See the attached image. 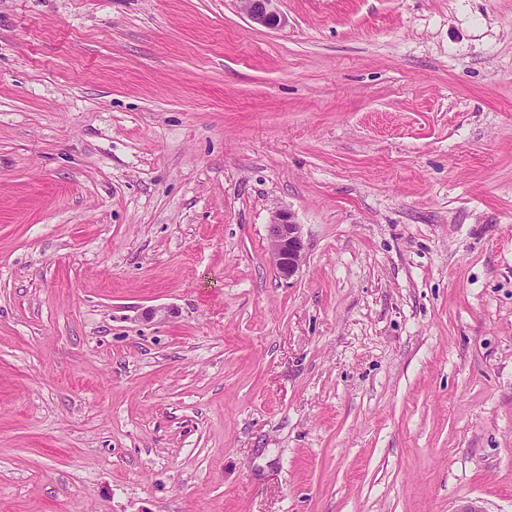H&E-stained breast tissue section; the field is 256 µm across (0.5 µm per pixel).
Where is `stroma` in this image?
Masks as SVG:
<instances>
[{
    "label": "stroma",
    "mask_w": 512,
    "mask_h": 512,
    "mask_svg": "<svg viewBox=\"0 0 512 512\" xmlns=\"http://www.w3.org/2000/svg\"><path fill=\"white\" fill-rule=\"evenodd\" d=\"M278 7L0 0V512H512V0ZM242 9L251 22L276 29L282 24L283 15L279 12V0H241ZM268 245L271 258L280 277H293L301 265L305 248L300 224L294 223L291 214L276 211L268 224Z\"/></svg>",
    "instance_id": "stroma-1"
}]
</instances>
